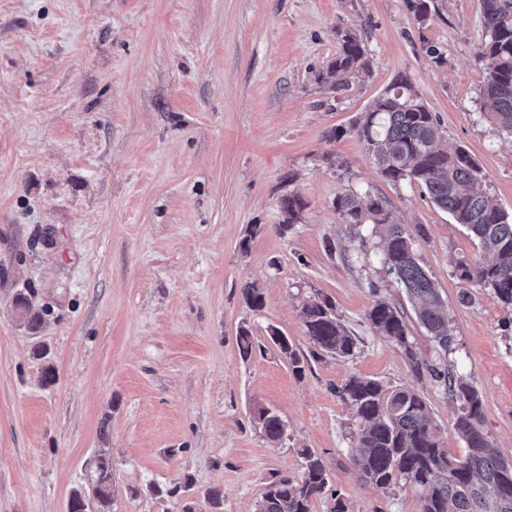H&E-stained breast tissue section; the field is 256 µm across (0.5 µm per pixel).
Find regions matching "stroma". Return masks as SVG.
Listing matches in <instances>:
<instances>
[{"instance_id":"obj_1","label":"stroma","mask_w":512,"mask_h":512,"mask_svg":"<svg viewBox=\"0 0 512 512\" xmlns=\"http://www.w3.org/2000/svg\"><path fill=\"white\" fill-rule=\"evenodd\" d=\"M434 4L421 23L407 0H0V512H68L102 456L112 512H256L273 477L301 474L303 448L349 512H420L408 487L360 481L335 389L356 375L419 391L460 458L459 403L369 323L375 297L407 298L379 233L336 210L348 194L385 197L412 233L455 337L444 354L412 327L419 356L479 391L482 429L512 461V313L455 268L483 253L420 185L384 181L349 132L408 77L441 148L468 150L512 215V140L480 112L481 0ZM347 30L370 72L336 92L319 76ZM290 192L305 208L285 228ZM317 295L359 347L299 378L268 330L310 353L300 309ZM243 325L261 344L247 360ZM256 403L287 422L281 444L252 423Z\"/></svg>"}]
</instances>
